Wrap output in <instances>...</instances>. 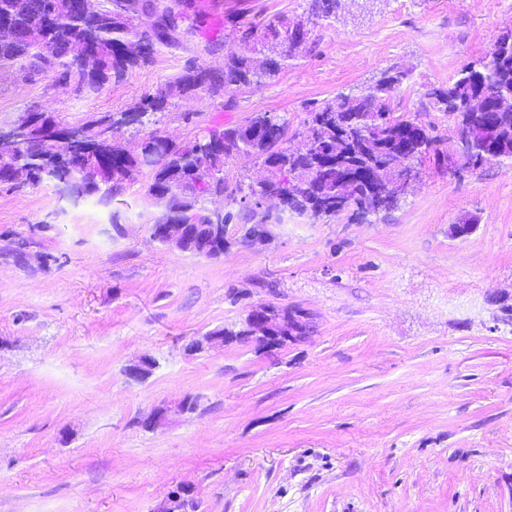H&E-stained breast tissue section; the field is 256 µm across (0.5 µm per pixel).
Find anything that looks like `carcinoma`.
<instances>
[{"mask_svg": "<svg viewBox=\"0 0 512 512\" xmlns=\"http://www.w3.org/2000/svg\"><path fill=\"white\" fill-rule=\"evenodd\" d=\"M336 4L337 0H311L309 14L316 22L327 20L335 14ZM187 7L185 0H98L97 8L88 12L81 0H0V19L9 16L13 29L11 38L0 39V66L17 67L25 80L51 74L82 95L96 93L106 82L123 79L151 63L161 48L176 43ZM236 36L242 50L224 57V70L189 65L155 94L128 108L137 114L138 125L166 110L175 98L215 97L239 87H260L300 51L312 50L309 31L286 19L240 27ZM78 44L90 47V54L77 64L71 49ZM257 54L264 57L265 66H255ZM409 82V71L387 69L367 92L341 93L313 109L302 130L314 141L311 150L291 151L288 123L268 112H258L238 126L209 129L189 141H173L162 165L149 173L148 204L176 224L228 225L236 219L248 225L246 236L255 230L250 221L265 197L280 202L282 212L310 224L344 213L368 222L372 217L384 220L398 209L402 195L396 192L395 180L430 153L441 169L453 162L477 169L512 161L511 114L489 132L494 148L480 160L472 159L473 145L453 157L435 151L438 136L408 116L393 115L392 102ZM462 89L489 95L511 91L512 51L489 53L484 60L463 66L447 87L430 86L421 98L463 124H484L480 114L468 111ZM241 148L266 168L262 187L243 180L231 184L224 178V167ZM59 152L58 145L28 146L15 154L13 165L29 170L36 185L46 180L67 182L76 193L98 194L105 203L114 194L107 179L118 176L123 181L138 172L134 154L121 148L106 159L76 150L49 167L48 157ZM104 164L112 167L110 172L103 170L104 181L91 186L81 182L83 169L102 170ZM217 191L240 204L237 213L208 212L207 199Z\"/></svg>", "mask_w": 512, "mask_h": 512, "instance_id": "cac0c4a2", "label": "carcinoma"}]
</instances>
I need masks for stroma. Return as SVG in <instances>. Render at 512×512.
<instances>
[{
  "label": "stroma",
  "instance_id": "obj_1",
  "mask_svg": "<svg viewBox=\"0 0 512 512\" xmlns=\"http://www.w3.org/2000/svg\"><path fill=\"white\" fill-rule=\"evenodd\" d=\"M309 0H190L192 29L152 64L79 98L44 75L0 76V125L27 112L76 124L121 112L189 62L222 69L243 23L307 19ZM512 30V0H339L313 51L258 88L175 100L140 134L178 141L258 112L302 130L312 103L361 92L400 66L396 114L425 110ZM390 218L288 216L265 244L230 224L223 256L152 241L146 175L110 204L59 201L44 182L0 185V512H512V163L450 177L431 156ZM476 216L475 230L450 225ZM29 247L22 262L11 253ZM307 312L305 339H237L191 355L253 309ZM155 360L147 378L127 368ZM190 398L154 431L139 420Z\"/></svg>",
  "mask_w": 512,
  "mask_h": 512
}]
</instances>
